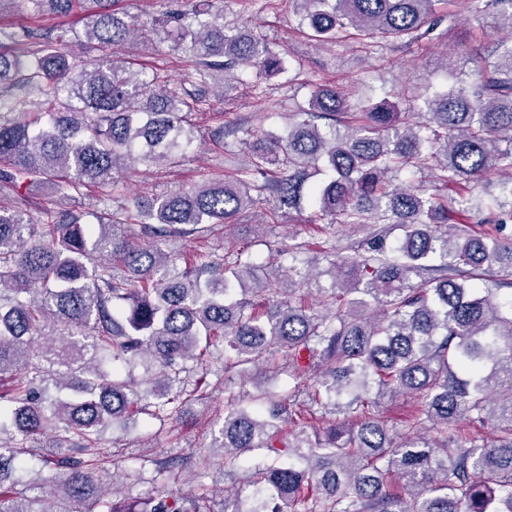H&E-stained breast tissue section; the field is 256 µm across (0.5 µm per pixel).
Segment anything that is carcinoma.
Here are the masks:
<instances>
[{
	"label": "carcinoma",
	"mask_w": 512,
	"mask_h": 512,
	"mask_svg": "<svg viewBox=\"0 0 512 512\" xmlns=\"http://www.w3.org/2000/svg\"><path fill=\"white\" fill-rule=\"evenodd\" d=\"M18 1L35 17L84 9L73 39L100 55L21 52L34 29L0 27V382L14 378L0 392V512H214L205 495L104 490L101 474L141 471L123 469L101 437L138 413L180 414L228 367L257 393L227 399L214 447L224 473L258 492L224 496V512H512V235L500 232L512 223V0H469L507 38L484 44L472 71L452 69L454 84L426 95L423 121L405 117L400 92L351 112L348 93L317 84L288 104L286 135L241 139L246 160L230 174L112 209L46 208L38 221L14 205L23 188L47 185L61 204L87 187L109 200L130 164L193 151L200 99L119 56L150 38L112 0H0V17ZM449 2L292 0L311 41L351 30L367 48L430 38ZM157 37L202 86L239 67L287 71L204 0H186ZM27 88L41 96L34 111L16 94ZM491 170L505 176L497 191L453 195ZM324 171L330 180L309 187L317 215L368 230L362 255L322 248L328 287L295 266L261 276L245 248L192 261L163 248L226 235L268 196L291 211ZM424 171L438 172L436 187L400 181ZM461 220L493 229L471 234ZM133 224L150 242L128 234ZM300 288L315 289V305L293 302ZM273 347L296 380L286 401L251 381ZM187 361L199 373L191 388L177 367ZM387 394L416 399L411 433H389L378 414ZM463 419L495 423V438L462 439ZM35 435L55 442V457L27 446ZM257 452L268 462L251 464ZM38 466L52 475L15 477Z\"/></svg>",
	"instance_id": "1"
}]
</instances>
